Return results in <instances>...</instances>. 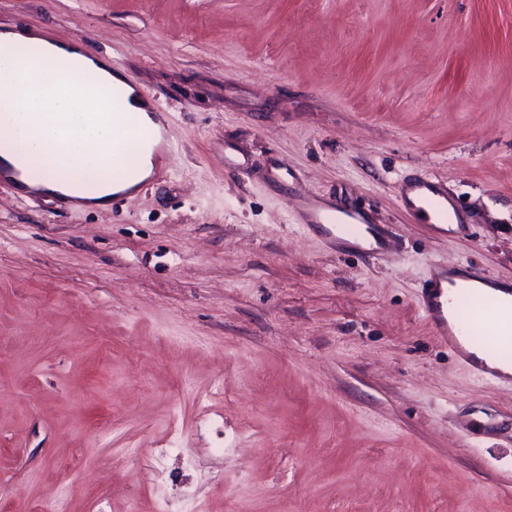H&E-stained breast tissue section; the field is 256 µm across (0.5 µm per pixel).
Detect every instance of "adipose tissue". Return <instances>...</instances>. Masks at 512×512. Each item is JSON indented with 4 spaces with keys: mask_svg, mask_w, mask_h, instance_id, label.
<instances>
[{
    "mask_svg": "<svg viewBox=\"0 0 512 512\" xmlns=\"http://www.w3.org/2000/svg\"><path fill=\"white\" fill-rule=\"evenodd\" d=\"M111 61L76 42H56L31 28H0V137L25 143L26 153L0 147L12 167L29 155L49 160L39 180L22 179L20 191L77 198L105 207L119 189H132L150 172L149 162L116 169L112 144V92L126 89Z\"/></svg>",
    "mask_w": 512,
    "mask_h": 512,
    "instance_id": "adipose-tissue-1",
    "label": "adipose tissue"
}]
</instances>
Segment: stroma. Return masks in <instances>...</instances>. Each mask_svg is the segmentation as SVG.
<instances>
[{"instance_id":"obj_1","label":"stroma","mask_w":512,"mask_h":512,"mask_svg":"<svg viewBox=\"0 0 512 512\" xmlns=\"http://www.w3.org/2000/svg\"><path fill=\"white\" fill-rule=\"evenodd\" d=\"M168 113L128 207L0 182V512H512V385L422 310L512 281V0H0ZM446 186L463 224L398 196ZM388 226L336 251L297 204ZM137 91L138 94H140L142 97H144L146 100L151 102L152 107L150 109V112H152V116L154 118V121L157 123V125L160 128V139L156 146V152L159 153V160L155 168V176H159L164 173L163 167V159L173 150L174 145L172 141L169 138L168 131H167V113L166 110L160 106L159 104L155 103L153 99L150 98V96L138 88ZM158 170V171H157ZM454 276L476 283V284H489L497 286L499 285L493 278L485 275L483 272L472 267H465L458 270H451L445 267H436L433 271L431 279L428 281L426 288L423 290L422 297V309L427 315L434 326L437 334L448 341L450 346L457 355L464 360L470 362L471 367L480 373H488L497 379L512 383V378L509 375L504 377L490 370L484 365L483 362H479L471 357V355L463 348L457 339V334L454 326L448 321V299L442 300V292L439 288L441 280L448 282V279H452Z\"/></svg>"}]
</instances>
